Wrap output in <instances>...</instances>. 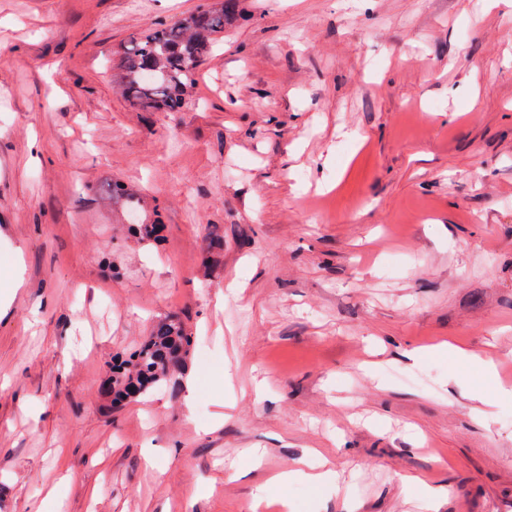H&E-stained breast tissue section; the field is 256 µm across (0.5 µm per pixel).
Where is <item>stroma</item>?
Segmentation results:
<instances>
[{
	"label": "stroma",
	"instance_id": "obj_1",
	"mask_svg": "<svg viewBox=\"0 0 512 512\" xmlns=\"http://www.w3.org/2000/svg\"><path fill=\"white\" fill-rule=\"evenodd\" d=\"M200 2L0 0V512H260L310 457L288 512H512V381L434 351L512 365V0H245L136 109L113 60ZM171 314L182 373L112 407ZM112 202L127 206L131 215L139 217L138 222H141V224H136V231L142 240L151 241L158 239L161 231L160 224H144V220L140 217L134 194L123 183L112 182Z\"/></svg>",
	"mask_w": 512,
	"mask_h": 512
}]
</instances>
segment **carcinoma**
<instances>
[{"instance_id":"1","label":"carcinoma","mask_w":512,"mask_h":512,"mask_svg":"<svg viewBox=\"0 0 512 512\" xmlns=\"http://www.w3.org/2000/svg\"><path fill=\"white\" fill-rule=\"evenodd\" d=\"M243 0L203 3L174 23L155 22L131 39L112 75L116 90L133 106L150 112H179L197 69L211 55L224 27L246 18ZM112 202L139 215L137 201L122 183H112ZM191 336L180 316L162 320L129 356L112 364V405L145 395L181 370Z\"/></svg>"}]
</instances>
